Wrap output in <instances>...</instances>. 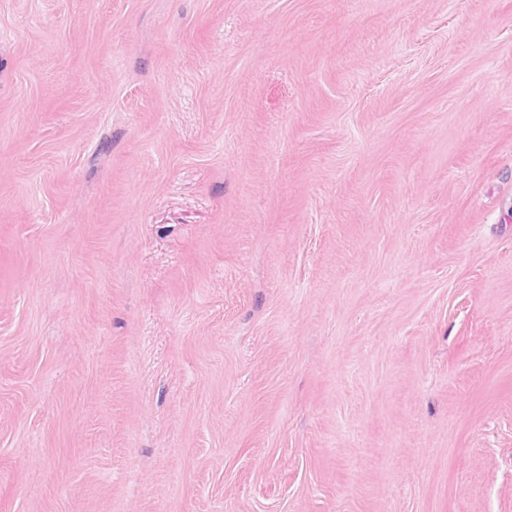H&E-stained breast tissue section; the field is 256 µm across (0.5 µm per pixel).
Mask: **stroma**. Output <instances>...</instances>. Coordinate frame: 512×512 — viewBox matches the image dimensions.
Wrapping results in <instances>:
<instances>
[{"label": "stroma", "mask_w": 512, "mask_h": 512, "mask_svg": "<svg viewBox=\"0 0 512 512\" xmlns=\"http://www.w3.org/2000/svg\"><path fill=\"white\" fill-rule=\"evenodd\" d=\"M0 512H512V0H0Z\"/></svg>", "instance_id": "35a3bbf8"}]
</instances>
